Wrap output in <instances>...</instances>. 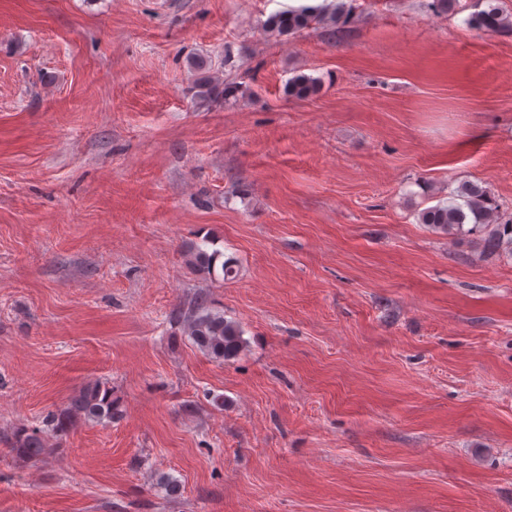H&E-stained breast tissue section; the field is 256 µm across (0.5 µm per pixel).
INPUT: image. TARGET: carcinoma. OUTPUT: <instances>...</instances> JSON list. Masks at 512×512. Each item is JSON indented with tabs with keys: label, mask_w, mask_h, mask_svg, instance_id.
<instances>
[{
	"label": "carcinoma",
	"mask_w": 512,
	"mask_h": 512,
	"mask_svg": "<svg viewBox=\"0 0 512 512\" xmlns=\"http://www.w3.org/2000/svg\"><path fill=\"white\" fill-rule=\"evenodd\" d=\"M352 16L351 5L336 0L335 7L328 10L321 6L305 5L276 12L264 23V32L275 36L294 35L314 25L347 23ZM474 29L488 33L512 32V14L504 12L498 5H489L468 19ZM197 97L201 100L226 98L232 86H220L211 76L202 75L196 85ZM289 96L304 99L318 90V81L306 75L288 80ZM464 205L437 204L420 213V221L434 230L456 235L463 231L484 234L486 246L494 251L504 249L512 252V220L499 221L498 206L487 191L477 184L463 183L456 190ZM473 220L465 228L467 220ZM208 238L201 239L188 250L189 264L199 273L212 279L218 253L209 251ZM175 319L184 326V332L193 344L210 358L218 361L233 359L243 348L242 331L239 325L224 318V314L213 310L208 295L200 293L190 308L176 312ZM122 416L118 401L112 398V389L99 381L88 383L73 395L66 405L52 412L45 427L30 430L16 428L11 438L12 451L22 459L45 456L53 451L51 439L68 434L78 422L92 424L111 423Z\"/></svg>",
	"instance_id": "obj_1"
}]
</instances>
